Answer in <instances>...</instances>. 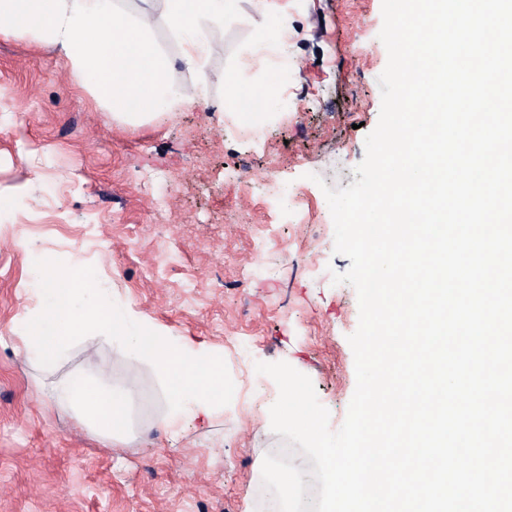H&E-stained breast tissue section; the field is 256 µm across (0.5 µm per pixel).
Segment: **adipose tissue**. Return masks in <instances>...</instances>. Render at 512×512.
Here are the masks:
<instances>
[{
    "label": "adipose tissue",
    "mask_w": 512,
    "mask_h": 512,
    "mask_svg": "<svg viewBox=\"0 0 512 512\" xmlns=\"http://www.w3.org/2000/svg\"><path fill=\"white\" fill-rule=\"evenodd\" d=\"M249 2L253 46L245 66L267 80L251 85L233 69L225 86L237 111L270 112L280 102L271 52L288 29V14L276 0ZM238 11L239 0H0V35L30 34L59 46L82 88L106 109L147 117L202 97L200 83L170 79L174 60L156 38L159 27L167 26L176 41L178 61L200 74L210 58L223 54L220 26ZM135 397L133 388L117 392L92 382L64 381L53 390L60 408L109 444L121 440Z\"/></svg>",
    "instance_id": "adipose-tissue-1"
}]
</instances>
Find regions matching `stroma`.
<instances>
[{"mask_svg": "<svg viewBox=\"0 0 512 512\" xmlns=\"http://www.w3.org/2000/svg\"><path fill=\"white\" fill-rule=\"evenodd\" d=\"M278 3L289 17L283 100L260 117L207 108L244 60L243 23L228 22L205 69L204 103L146 120L113 117L58 48L0 36V512H255L263 459L284 445L270 428L278 389L259 362L307 375L330 428L344 422L359 306L332 280L351 261L334 252L322 189L354 182L379 120L382 0ZM147 179L167 190L165 208L153 209ZM270 180L299 199L302 223H270ZM37 259L93 267L121 309L180 348L219 354L230 404L165 427L155 368L95 336L52 367L28 361L25 325L43 308L29 286ZM238 337L248 346L234 348ZM88 377L136 387L128 441L103 445L51 401L54 385Z\"/></svg>", "mask_w": 512, "mask_h": 512, "instance_id": "stroma-1", "label": "stroma"}]
</instances>
